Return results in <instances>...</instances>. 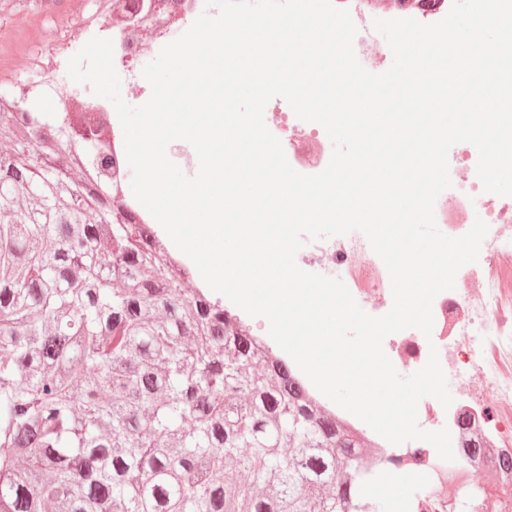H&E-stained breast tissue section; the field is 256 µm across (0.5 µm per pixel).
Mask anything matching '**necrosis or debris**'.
<instances>
[{
	"mask_svg": "<svg viewBox=\"0 0 512 512\" xmlns=\"http://www.w3.org/2000/svg\"><path fill=\"white\" fill-rule=\"evenodd\" d=\"M291 165L301 173L321 172L332 155L325 129L299 119L287 101L274 103L265 115ZM452 186L449 208H436L439 229L458 237L471 225L450 218V211L481 214L488 226L477 262L457 273L454 289L433 302L431 336L406 329L388 335L383 349L394 367L414 372L437 347L447 378L457 383L450 407L432 397L420 400L421 429L448 428L459 450L442 460L423 440L392 444L357 417L350 424L376 445V468L405 472L407 512H512V470L498 460L512 454V200L487 192L476 171L478 152L469 143L452 147L448 156ZM304 271L340 278L358 305L381 316L392 307L387 269L367 238L358 231L327 239L306 240L296 255ZM476 438L485 450L473 458L466 440Z\"/></svg>",
	"mask_w": 512,
	"mask_h": 512,
	"instance_id": "necrosis-or-debris-1",
	"label": "necrosis or debris"
}]
</instances>
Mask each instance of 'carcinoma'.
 I'll list each match as a JSON object with an SVG mask.
<instances>
[{
	"mask_svg": "<svg viewBox=\"0 0 512 512\" xmlns=\"http://www.w3.org/2000/svg\"><path fill=\"white\" fill-rule=\"evenodd\" d=\"M137 6L132 25L176 0ZM0 95V512H378L364 441L98 180L104 131ZM265 483L224 480L234 459Z\"/></svg>",
	"mask_w": 512,
	"mask_h": 512,
	"instance_id": "1",
	"label": "carcinoma"
}]
</instances>
